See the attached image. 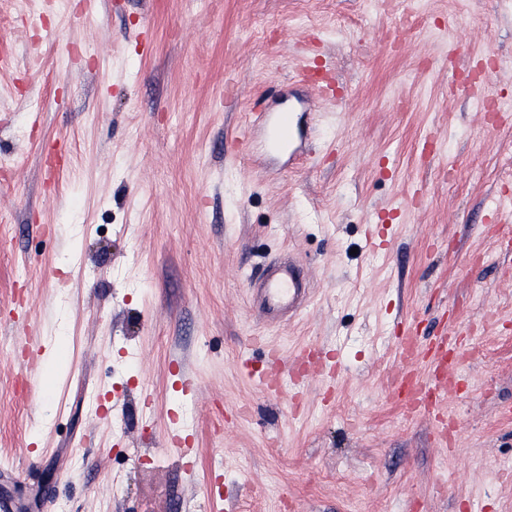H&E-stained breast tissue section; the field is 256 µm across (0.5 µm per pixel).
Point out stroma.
Here are the masks:
<instances>
[{"label":"stroma","mask_w":512,"mask_h":512,"mask_svg":"<svg viewBox=\"0 0 512 512\" xmlns=\"http://www.w3.org/2000/svg\"><path fill=\"white\" fill-rule=\"evenodd\" d=\"M1 54L0 512H512V0H0ZM271 344L337 384L267 397ZM277 119L269 129V145L275 151L295 146L294 152L307 134V125L298 112H278ZM250 284L254 304L269 321L292 317L309 293L308 283L293 260L268 263L260 277Z\"/></svg>","instance_id":"1"}]
</instances>
